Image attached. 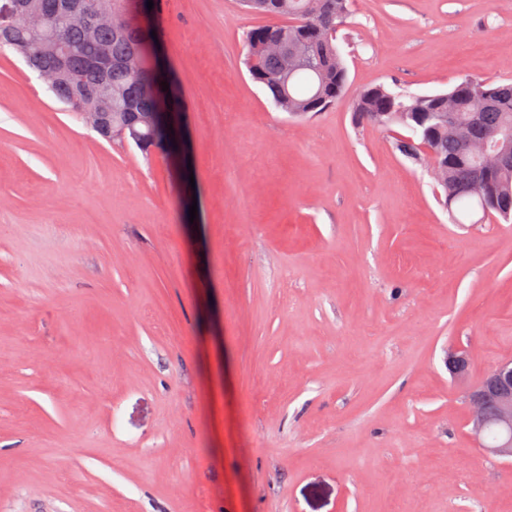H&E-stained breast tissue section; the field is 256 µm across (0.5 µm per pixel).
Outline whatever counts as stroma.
Segmentation results:
<instances>
[{
  "instance_id": "35a3bbf8",
  "label": "stroma",
  "mask_w": 512,
  "mask_h": 512,
  "mask_svg": "<svg viewBox=\"0 0 512 512\" xmlns=\"http://www.w3.org/2000/svg\"><path fill=\"white\" fill-rule=\"evenodd\" d=\"M349 88L267 98L236 0H164L197 220L0 48V512H512L448 353L512 359V223H454L369 85L512 80V0H351Z\"/></svg>"
}]
</instances>
